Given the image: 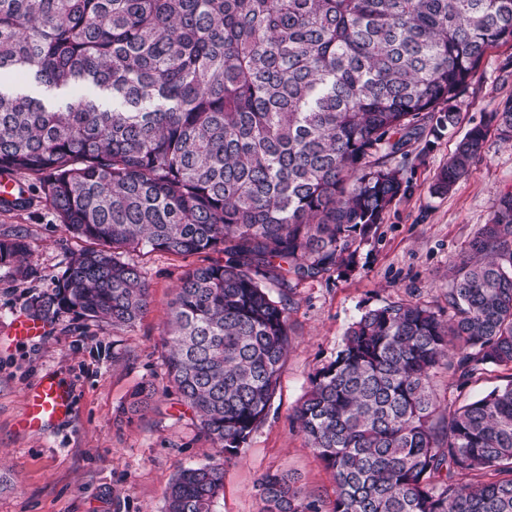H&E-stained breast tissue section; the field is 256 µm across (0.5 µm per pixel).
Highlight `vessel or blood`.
<instances>
[{
  "label": "vessel or blood",
  "mask_w": 512,
  "mask_h": 512,
  "mask_svg": "<svg viewBox=\"0 0 512 512\" xmlns=\"http://www.w3.org/2000/svg\"><path fill=\"white\" fill-rule=\"evenodd\" d=\"M73 400L69 385L53 376H43L28 392L23 415L25 429L44 431L68 420L72 415Z\"/></svg>",
  "instance_id": "vessel-or-blood-1"
}]
</instances>
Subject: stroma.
Instances as JSON below:
<instances>
[{
	"instance_id": "obj_1",
	"label": "stroma",
	"mask_w": 512,
	"mask_h": 512,
	"mask_svg": "<svg viewBox=\"0 0 512 512\" xmlns=\"http://www.w3.org/2000/svg\"><path fill=\"white\" fill-rule=\"evenodd\" d=\"M511 62V42L490 47L453 103L456 127L434 145L416 143L408 159L393 160L406 192L358 246L354 266L293 282V342L265 423L227 470L218 512H261L254 482L267 471L297 477L316 494L332 491L333 477L308 447L294 411L311 375L334 359L347 328L366 309L398 299L445 308L456 260L500 198L512 193V142L490 136L482 157L449 192H435L434 184L465 132L512 99V79L503 77ZM22 183L27 206L0 210V235L25 238L34 269L19 281L0 267V512H163L176 472L206 463L211 452L190 410L168 388L164 359L174 289L188 268L218 256L132 253L149 294L133 327L115 330L65 313L47 322L43 336L15 340L11 323L25 300L53 288L71 253L91 246L64 230L35 180ZM46 374L72 387L73 415L47 432H30L21 424L27 393ZM511 380L512 370L492 366L461 391L438 375L434 391L440 402L463 404ZM143 382L157 388L154 403L142 414L122 416L120 406Z\"/></svg>"
}]
</instances>
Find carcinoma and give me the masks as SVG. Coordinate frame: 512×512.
Here are the masks:
<instances>
[{"mask_svg":"<svg viewBox=\"0 0 512 512\" xmlns=\"http://www.w3.org/2000/svg\"><path fill=\"white\" fill-rule=\"evenodd\" d=\"M509 41L512 0H0V72L62 102L0 89V172L36 177L66 231L98 244L27 313L128 328L148 288L126 254L226 256L175 289L168 379L213 454L177 472L165 512H216L268 415L292 343L268 284L351 264L405 192L389 159L454 128L451 103ZM85 84L97 95L73 94ZM493 131L512 140V101L466 132L437 191ZM27 253L0 237L21 280ZM489 365L512 369V194L454 265L448 317L400 299L347 329L294 413L333 498L266 472L263 512H512V380L458 408L432 388ZM156 395L140 384L124 412Z\"/></svg>","mask_w":512,"mask_h":512,"instance_id":"obj_1","label":"carcinoma"}]
</instances>
